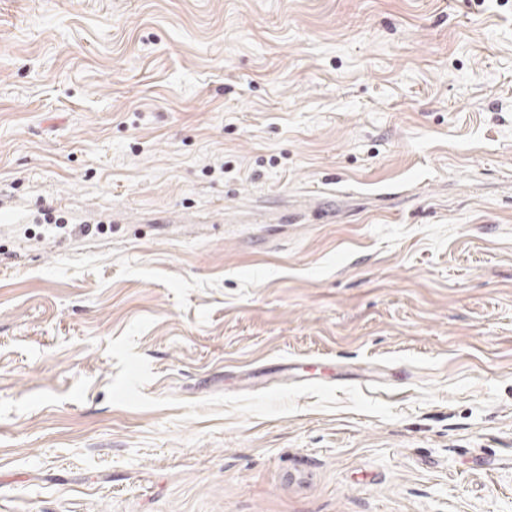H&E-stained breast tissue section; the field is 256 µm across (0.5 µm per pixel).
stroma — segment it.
I'll use <instances>...</instances> for the list:
<instances>
[{
	"mask_svg": "<svg viewBox=\"0 0 512 512\" xmlns=\"http://www.w3.org/2000/svg\"><path fill=\"white\" fill-rule=\"evenodd\" d=\"M1 212L0 512H512V0H0Z\"/></svg>",
	"mask_w": 512,
	"mask_h": 512,
	"instance_id": "stroma-1",
	"label": "stroma"
}]
</instances>
